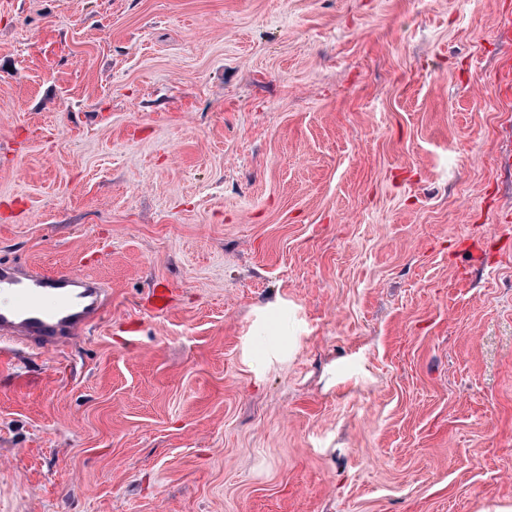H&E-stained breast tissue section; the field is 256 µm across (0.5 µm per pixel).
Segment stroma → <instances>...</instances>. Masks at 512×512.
Returning <instances> with one entry per match:
<instances>
[{
    "instance_id": "1",
    "label": "stroma",
    "mask_w": 512,
    "mask_h": 512,
    "mask_svg": "<svg viewBox=\"0 0 512 512\" xmlns=\"http://www.w3.org/2000/svg\"><path fill=\"white\" fill-rule=\"evenodd\" d=\"M508 9L0 0V512H512ZM107 304V289L90 274H46L0 262L1 344L56 350L95 324Z\"/></svg>"
}]
</instances>
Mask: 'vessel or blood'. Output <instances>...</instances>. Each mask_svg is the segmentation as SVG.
Segmentation results:
<instances>
[{"instance_id":"1","label":"vessel or blood","mask_w":512,"mask_h":512,"mask_svg":"<svg viewBox=\"0 0 512 512\" xmlns=\"http://www.w3.org/2000/svg\"><path fill=\"white\" fill-rule=\"evenodd\" d=\"M107 304L106 288L92 275L0 262V343L58 349L95 324Z\"/></svg>"}]
</instances>
